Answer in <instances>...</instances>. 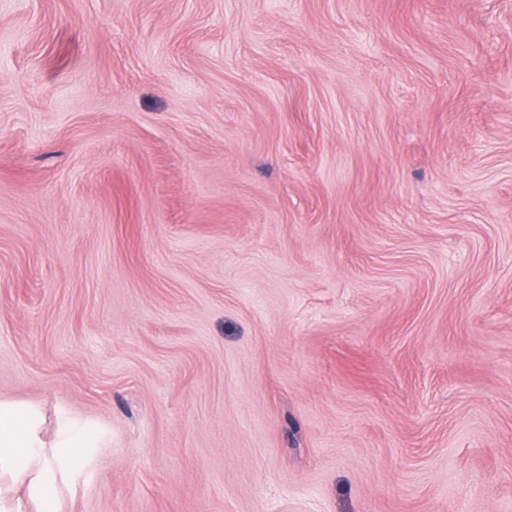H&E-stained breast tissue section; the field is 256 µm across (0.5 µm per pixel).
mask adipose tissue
Wrapping results in <instances>:
<instances>
[{
	"label": "adipose tissue",
	"mask_w": 512,
	"mask_h": 512,
	"mask_svg": "<svg viewBox=\"0 0 512 512\" xmlns=\"http://www.w3.org/2000/svg\"><path fill=\"white\" fill-rule=\"evenodd\" d=\"M40 418L35 410L0 402V478L46 469L48 461L38 454Z\"/></svg>",
	"instance_id": "adipose-tissue-1"
}]
</instances>
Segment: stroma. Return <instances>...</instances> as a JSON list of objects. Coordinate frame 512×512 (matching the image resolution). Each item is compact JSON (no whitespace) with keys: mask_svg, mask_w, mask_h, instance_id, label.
Masks as SVG:
<instances>
[{"mask_svg":"<svg viewBox=\"0 0 512 512\" xmlns=\"http://www.w3.org/2000/svg\"><path fill=\"white\" fill-rule=\"evenodd\" d=\"M21 512H512V0H0ZM40 418L32 409L16 404L0 402V510L6 512L3 505L4 494L8 487L2 484L4 476L28 473L34 465L39 467L38 482L35 491L48 500L52 484L45 479L48 461L34 448H42L38 437Z\"/></svg>","mask_w":512,"mask_h":512,"instance_id":"35a3bbf8","label":"stroma"}]
</instances>
